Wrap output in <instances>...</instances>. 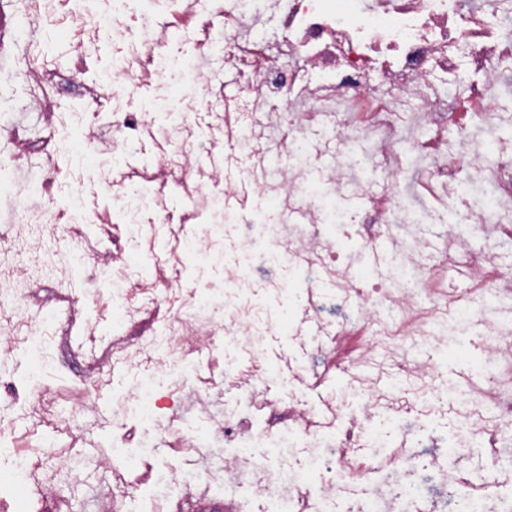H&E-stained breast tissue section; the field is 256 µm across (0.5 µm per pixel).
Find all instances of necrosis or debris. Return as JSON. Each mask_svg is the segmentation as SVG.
<instances>
[{
    "label": "necrosis or debris",
    "mask_w": 512,
    "mask_h": 512,
    "mask_svg": "<svg viewBox=\"0 0 512 512\" xmlns=\"http://www.w3.org/2000/svg\"><path fill=\"white\" fill-rule=\"evenodd\" d=\"M102 2L92 12L87 0H0V69L9 70L0 106L39 117L35 128L0 121V187L13 196L11 218L0 221V356L36 359L27 408L0 427V461L16 481L31 479L35 458L68 466L75 425L51 415L54 351L75 327L95 335V315L106 312L112 340L68 401L74 412L91 409L116 378L139 420L171 446L197 452L204 435L223 442L220 471H173L166 481L186 494L201 482L221 485L223 495H206V512H241L243 499L259 512H512V270L498 263L499 245L512 242V142L501 135L512 108L487 95L512 75V38L502 32L512 0H288L276 50L254 36L251 0H208L204 14L199 0H180L182 12L203 18L194 44L210 38L240 86L225 97L220 73L197 50L179 98L156 97L138 112L124 111L120 98L166 82L170 37L162 28L141 39L124 22L130 0ZM72 26L77 37L58 41ZM105 38L122 50L88 78L84 61ZM67 86L79 92L64 105ZM324 118L337 132L332 164L311 136ZM161 122L170 128L163 152L135 159V145ZM420 122L432 127L427 137H403ZM448 125L458 131L453 149ZM71 130L87 153L111 133L109 171L67 160ZM359 152L386 170L384 185L352 164ZM407 154L426 159L428 182L453 201L436 247L421 214L399 199ZM91 183L111 197L112 223L83 206ZM242 188L281 200L282 211L215 229L216 199ZM352 196L375 223L345 208ZM331 198L342 223L357 224L356 248L337 249L328 236ZM131 252L148 271L130 267ZM367 253L376 273L369 287L359 276ZM189 258L222 267V302L206 276L185 284ZM104 268L118 288L79 303L66 287L72 273ZM50 280L58 310L48 315L37 302ZM286 293L295 298L292 343L311 334L320 343L314 365H296L285 384L345 381L322 412L264 387L262 346L280 323L269 297ZM358 326L363 341L348 347ZM457 336L474 337L480 350L466 389L451 388L439 370ZM216 351L225 355L221 379L200 386L195 360ZM229 389L247 409L228 403L212 413ZM413 402L421 414L412 422ZM166 405L181 427L162 423ZM113 423L111 458L85 459L79 480L107 477L132 455L122 418ZM18 426L43 431L30 456L10 446ZM427 440L446 443L449 460L410 466L411 449ZM259 446L279 458L277 469L256 458Z\"/></svg>",
    "instance_id": "obj_1"
}]
</instances>
